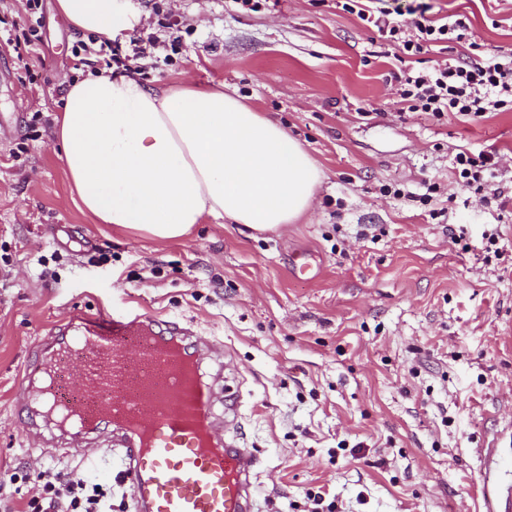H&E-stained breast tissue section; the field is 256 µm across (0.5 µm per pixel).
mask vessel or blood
<instances>
[{"mask_svg": "<svg viewBox=\"0 0 512 512\" xmlns=\"http://www.w3.org/2000/svg\"><path fill=\"white\" fill-rule=\"evenodd\" d=\"M166 330L158 335L138 314L84 318L60 329L44 366L47 385L25 389L17 413L31 421L53 410L74 415L78 434L108 427L106 447L94 449L90 462L108 478L105 461L118 456L137 512H252L254 459L217 434L211 388L184 376L197 365L181 343L185 330L176 322ZM72 375L81 380L74 395L63 390ZM480 454V512H512V485L496 478L503 466L498 449Z\"/></svg>", "mask_w": 512, "mask_h": 512, "instance_id": "b4317fda", "label": "vessel or blood"}]
</instances>
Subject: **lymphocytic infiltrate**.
<instances>
[{
	"label": "lymphocytic infiltrate",
	"instance_id": "lymphocytic-infiltrate-1",
	"mask_svg": "<svg viewBox=\"0 0 512 512\" xmlns=\"http://www.w3.org/2000/svg\"><path fill=\"white\" fill-rule=\"evenodd\" d=\"M342 8L377 28L381 37L406 56L419 55L440 43L465 42L470 26L464 15L441 23L422 13L402 23L385 12L374 15L361 0H344ZM395 80L409 111L427 112L438 120L452 113L477 122L488 113L512 106V55L470 53L430 70L403 71ZM450 169L453 181L480 195L484 203H496L502 211L512 207V195L498 181L496 150L457 152ZM28 477L44 494L42 512H105L107 492L83 479L45 466L30 470Z\"/></svg>",
	"mask_w": 512,
	"mask_h": 512
}]
</instances>
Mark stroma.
Wrapping results in <instances>:
<instances>
[{
    "instance_id": "stroma-1",
    "label": "stroma",
    "mask_w": 512,
    "mask_h": 512,
    "mask_svg": "<svg viewBox=\"0 0 512 512\" xmlns=\"http://www.w3.org/2000/svg\"><path fill=\"white\" fill-rule=\"evenodd\" d=\"M131 5L132 26L97 70L135 74L131 39L158 32L147 0ZM372 5L467 15L470 42L512 54V0ZM163 9L181 40L141 82L223 86L287 125L323 177L307 212L274 233L209 223L158 243L96 223L72 199L54 137L83 34L39 0L24 72L3 39L27 29L24 4L0 0V512L41 507L26 465L97 481L83 449L50 442L16 401L49 331L127 309L217 344L201 371L222 373L237 401L239 442L257 460L255 512H312L317 495L332 512H477L478 449L512 457V212L451 185L448 166L459 150L497 149L512 188V110L478 122L403 110L386 80L394 47L336 0ZM429 182L438 191L424 202ZM301 262L314 278L292 274Z\"/></svg>"
}]
</instances>
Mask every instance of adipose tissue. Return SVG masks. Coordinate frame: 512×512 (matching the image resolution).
Masks as SVG:
<instances>
[{
    "instance_id": "1",
    "label": "adipose tissue",
    "mask_w": 512,
    "mask_h": 512,
    "mask_svg": "<svg viewBox=\"0 0 512 512\" xmlns=\"http://www.w3.org/2000/svg\"><path fill=\"white\" fill-rule=\"evenodd\" d=\"M69 25L112 38L126 0H55ZM55 137L81 210L159 242L229 220L257 231L296 222L321 173L278 120L220 90H161L121 75L68 84Z\"/></svg>"
}]
</instances>
